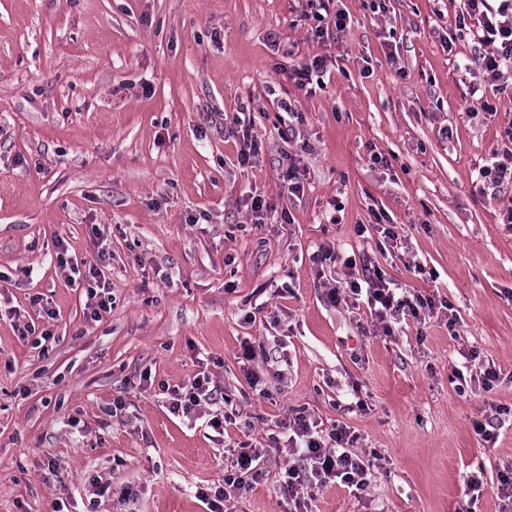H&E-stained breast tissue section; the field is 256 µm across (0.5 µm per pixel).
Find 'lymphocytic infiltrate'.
I'll return each mask as SVG.
<instances>
[{
	"label": "lymphocytic infiltrate",
	"instance_id": "lymphocytic-infiltrate-1",
	"mask_svg": "<svg viewBox=\"0 0 512 512\" xmlns=\"http://www.w3.org/2000/svg\"><path fill=\"white\" fill-rule=\"evenodd\" d=\"M466 10L455 18L459 29L468 31L482 47L478 56L479 68L485 84L503 88L512 82V0H466ZM314 263H343L351 270L352 278L344 285L329 287L327 296L333 305H340L346 295H366L371 316L385 336H392L394 324L401 319L421 320L433 311L435 298L429 294L413 293L391 285L381 272L357 277V262L352 258H340L334 247L323 246L313 254ZM60 266L69 268L71 274L80 273L72 266L66 253H59ZM83 274V273H80ZM87 283L86 295L92 317L112 307L111 285L101 269L89 267L83 274ZM212 378L209 373L198 372L190 382L172 390L173 411L190 414L200 411L212 399ZM289 432V456L293 464L285 468L280 488L294 506L293 512H305L315 489L333 481H340L356 492H363L370 484L372 462L352 448L356 439L347 425H334L328 434H320L308 414L295 410L284 423ZM261 451L248 443H239L231 461L224 486L214 494H203L209 512H224L226 502L234 500L249 490L263 476L260 467Z\"/></svg>",
	"mask_w": 512,
	"mask_h": 512
}]
</instances>
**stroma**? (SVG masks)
Instances as JSON below:
<instances>
[{
    "label": "stroma",
    "mask_w": 512,
    "mask_h": 512,
    "mask_svg": "<svg viewBox=\"0 0 512 512\" xmlns=\"http://www.w3.org/2000/svg\"><path fill=\"white\" fill-rule=\"evenodd\" d=\"M334 5L351 23L320 38L306 0H0V512H207L200 492L223 486L243 441L265 449L264 476L235 512H284L288 458L269 444L300 408L379 457L363 494L330 483L310 512H501L512 184L481 172L512 144V94L484 85L479 44L451 27L464 0ZM316 55L328 68L300 89L289 73ZM60 241L112 283L99 320ZM324 244L442 308L384 336L362 301H328L344 269L313 262ZM246 339L265 348L269 398L237 360ZM203 369L220 431L160 393Z\"/></svg>",
    "instance_id": "stroma-1"
}]
</instances>
